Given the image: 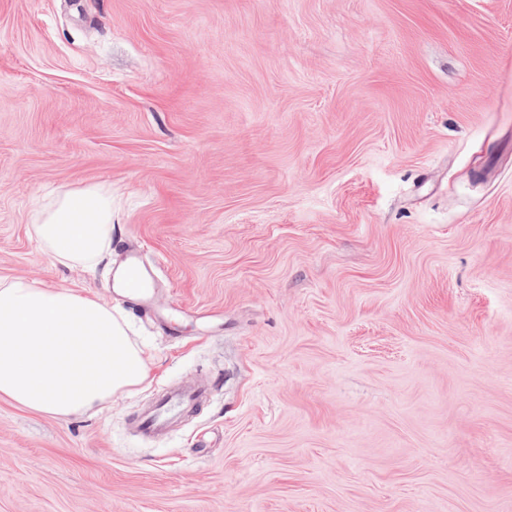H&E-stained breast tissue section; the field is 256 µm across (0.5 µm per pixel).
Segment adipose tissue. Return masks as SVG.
Returning a JSON list of instances; mask_svg holds the SVG:
<instances>
[{"label": "adipose tissue", "mask_w": 512, "mask_h": 512, "mask_svg": "<svg viewBox=\"0 0 512 512\" xmlns=\"http://www.w3.org/2000/svg\"><path fill=\"white\" fill-rule=\"evenodd\" d=\"M112 194L60 191L30 231L52 264L91 266L112 243ZM148 367L121 314L78 289L0 276V398L69 418L144 383Z\"/></svg>", "instance_id": "adipose-tissue-1"}]
</instances>
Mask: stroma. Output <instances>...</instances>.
I'll return each mask as SVG.
<instances>
[{"label": "stroma", "instance_id": "obj_1", "mask_svg": "<svg viewBox=\"0 0 512 512\" xmlns=\"http://www.w3.org/2000/svg\"><path fill=\"white\" fill-rule=\"evenodd\" d=\"M88 185L111 251L52 264L29 217ZM0 276L121 310L150 371L0 399V512H512V0H0ZM207 389L203 385H185L165 391L146 406L137 421V428L144 439H163L177 422L179 410L201 401Z\"/></svg>", "mask_w": 512, "mask_h": 512}]
</instances>
